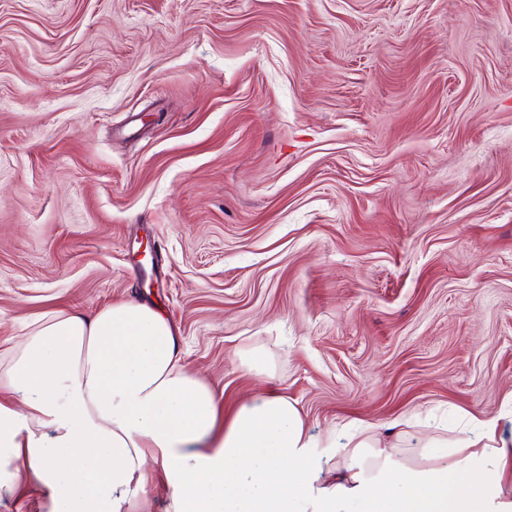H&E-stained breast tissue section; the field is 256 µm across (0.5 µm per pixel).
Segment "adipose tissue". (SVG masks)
Listing matches in <instances>:
<instances>
[{
  "label": "adipose tissue",
  "instance_id": "adipose-tissue-1",
  "mask_svg": "<svg viewBox=\"0 0 512 512\" xmlns=\"http://www.w3.org/2000/svg\"><path fill=\"white\" fill-rule=\"evenodd\" d=\"M183 356L141 303L31 319L0 352V502L31 481L46 512H140L156 482L165 512H512L498 420L452 442L406 419L390 446L369 425L319 438L272 390L224 417Z\"/></svg>",
  "mask_w": 512,
  "mask_h": 512
}]
</instances>
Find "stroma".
Returning <instances> with one entry per match:
<instances>
[{"label": "stroma", "instance_id": "obj_1", "mask_svg": "<svg viewBox=\"0 0 512 512\" xmlns=\"http://www.w3.org/2000/svg\"><path fill=\"white\" fill-rule=\"evenodd\" d=\"M123 300L225 410L512 438V0H0V349Z\"/></svg>", "mask_w": 512, "mask_h": 512}]
</instances>
